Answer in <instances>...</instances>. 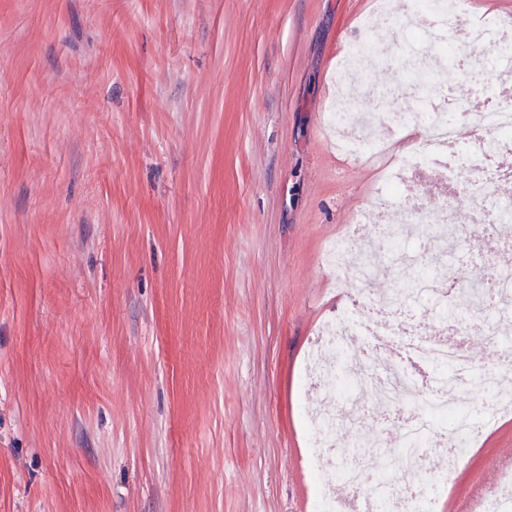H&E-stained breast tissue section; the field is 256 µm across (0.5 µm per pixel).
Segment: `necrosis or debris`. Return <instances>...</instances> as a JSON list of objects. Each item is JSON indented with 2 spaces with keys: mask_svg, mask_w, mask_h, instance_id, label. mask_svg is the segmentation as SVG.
Instances as JSON below:
<instances>
[{
  "mask_svg": "<svg viewBox=\"0 0 512 512\" xmlns=\"http://www.w3.org/2000/svg\"><path fill=\"white\" fill-rule=\"evenodd\" d=\"M399 15L405 33L406 58L410 75L405 85L426 87V107L387 109L386 97L375 100L374 108L357 109L338 101L331 123L339 132L346 153L356 158L378 155L381 143L369 135L373 122L386 123L394 133L415 128L423 133V145L407 153L390 170L382 188L370 200V208L390 212L391 225H380L376 235H393L385 253L367 250L358 233H350L326 251V265L344 271L355 268L362 287L359 298L344 309L342 316L328 321L322 329L321 347L351 348L350 359L356 374L348 381L349 398L371 392L381 399L382 417L400 432L398 447L389 449L388 459L398 460L392 478H385L371 452L363 451L341 465L338 471L323 469L318 462L310 467L318 488V512H344L342 502L332 500L328 486L333 481L346 484L353 497L366 500L377 512H432L451 472L435 468L432 435L440 424L449 427L446 455L459 458L466 443L479 436L500 415L512 412V341L505 339L500 323L489 321L490 307H512V268L502 266L485 254H478L472 275H464L456 260L450 259L449 239L432 235L428 253L405 245L410 225L416 223L448 227L451 237H462L471 227L487 222L512 224V169L500 157L512 153V101L489 98L481 112H473L469 100L454 97L447 85L433 82L435 71L453 61L458 71L476 70L486 74L512 71V28L495 21L467 18L458 0H397L396 9H383L382 17ZM423 15L430 30L422 36L414 26ZM473 117L481 134L470 142L461 141V118ZM425 169L451 173L462 182L473 202V215L460 223L455 209L430 208L423 201L406 199L405 176ZM359 263H352L354 254ZM445 262L442 274L433 276L428 267L433 259ZM406 273L419 271L412 292L411 318L423 309L436 312L448 336L427 334L425 327L410 326L399 319L397 299L371 293V285L388 269ZM469 301L470 313L480 321L481 333L490 342L489 363L478 366L469 358L465 342L472 327L459 323L455 305ZM393 349L398 366L381 367V352ZM495 384L493 395L477 410L462 411L456 394L461 385L486 387Z\"/></svg>",
  "mask_w": 512,
  "mask_h": 512,
  "instance_id": "necrosis-or-debris-1",
  "label": "necrosis or debris"
}]
</instances>
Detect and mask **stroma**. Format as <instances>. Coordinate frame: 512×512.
Masks as SVG:
<instances>
[{"label":"stroma","instance_id":"35a3bbf8","mask_svg":"<svg viewBox=\"0 0 512 512\" xmlns=\"http://www.w3.org/2000/svg\"><path fill=\"white\" fill-rule=\"evenodd\" d=\"M377 0H0V512H314L304 383L354 269L322 255L409 149L342 153L350 48L405 70ZM362 429L399 435L373 407ZM512 466V418L440 512Z\"/></svg>","mask_w":512,"mask_h":512}]
</instances>
